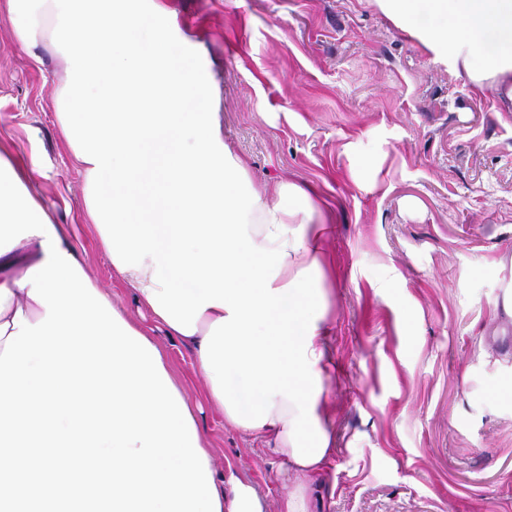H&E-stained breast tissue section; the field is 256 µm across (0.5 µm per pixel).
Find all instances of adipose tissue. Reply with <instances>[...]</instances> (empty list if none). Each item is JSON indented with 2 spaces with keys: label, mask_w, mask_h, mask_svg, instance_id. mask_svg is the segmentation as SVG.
<instances>
[{
  "label": "adipose tissue",
  "mask_w": 512,
  "mask_h": 512,
  "mask_svg": "<svg viewBox=\"0 0 512 512\" xmlns=\"http://www.w3.org/2000/svg\"><path fill=\"white\" fill-rule=\"evenodd\" d=\"M140 0H7L16 45L67 60L59 131L83 174V204L113 271L193 352L226 426L283 460L277 512H311L333 454L324 390L335 264L329 218L295 184L276 202L232 154L194 60ZM403 30L512 112V0H376ZM46 259L39 236L0 255V350L22 314L46 310L16 266Z\"/></svg>",
  "instance_id": "1"
}]
</instances>
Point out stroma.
<instances>
[{"label":"stroma","mask_w":512,"mask_h":512,"mask_svg":"<svg viewBox=\"0 0 512 512\" xmlns=\"http://www.w3.org/2000/svg\"><path fill=\"white\" fill-rule=\"evenodd\" d=\"M151 0L145 22L215 81L224 140L254 185L314 188L330 205L336 452L318 512H512V112L476 91L374 0ZM64 58L27 53L0 0V153L35 160L29 190L68 225L84 273L151 327L86 216L58 130ZM211 453L276 512L290 483L225 427L191 351L153 329Z\"/></svg>","instance_id":"1"}]
</instances>
